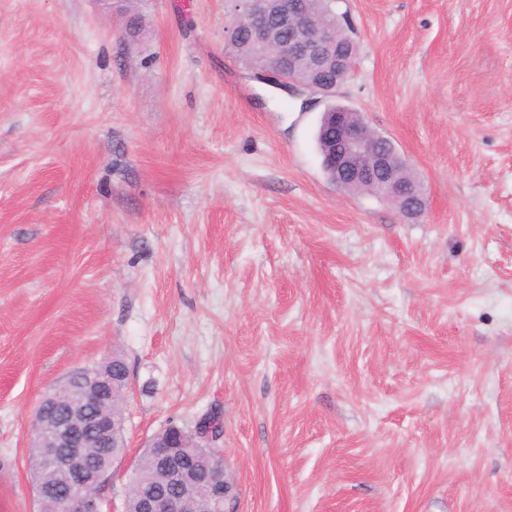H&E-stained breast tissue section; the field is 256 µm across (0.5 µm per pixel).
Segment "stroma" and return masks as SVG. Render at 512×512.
<instances>
[{
  "label": "stroma",
  "instance_id": "1",
  "mask_svg": "<svg viewBox=\"0 0 512 512\" xmlns=\"http://www.w3.org/2000/svg\"><path fill=\"white\" fill-rule=\"evenodd\" d=\"M0 0V512L74 369H130L126 456L219 415L236 512H512V0H336L326 98L227 48L232 0ZM424 213L337 188L329 102Z\"/></svg>",
  "mask_w": 512,
  "mask_h": 512
}]
</instances>
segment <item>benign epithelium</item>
I'll use <instances>...</instances> for the list:
<instances>
[{"label":"benign epithelium","instance_id":"obj_1","mask_svg":"<svg viewBox=\"0 0 512 512\" xmlns=\"http://www.w3.org/2000/svg\"><path fill=\"white\" fill-rule=\"evenodd\" d=\"M235 10L248 15L253 35L268 45L279 62V69L262 74L259 82L293 91L303 87L327 95L351 74L355 56L336 44L332 31H313L304 0H273L270 9L264 0H236ZM271 15L287 30L288 38L279 39L270 30ZM302 58L318 64L334 58L336 67L331 77L301 85L287 71ZM320 134L328 143L322 163L331 172L333 184L343 190L370 184L396 201L405 217L415 218L424 212V194L391 179L393 168L406 165V161L389 138L372 133L364 120L345 108L324 113ZM124 378L118 384L109 374L86 369L74 378L81 389L79 397L59 387L42 398L29 442L42 449L44 472L67 477L69 486L66 491L52 495L47 492V483L39 482L37 512H102L105 492L123 458L112 459L108 466L92 460L87 448L99 444L102 437L116 448L124 442L123 413L99 410L102 401L124 396L127 369ZM214 431L215 427L207 426L186 433L166 426L149 439L146 448L167 487L142 503L144 512H185L188 494L195 497L196 512H234V479L225 467L210 460L215 455Z\"/></svg>","mask_w":512,"mask_h":512}]
</instances>
